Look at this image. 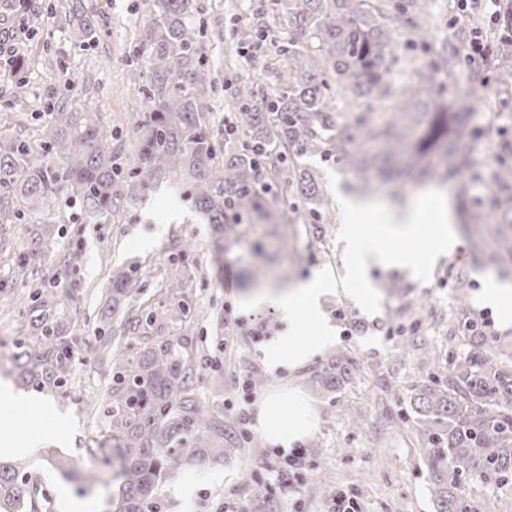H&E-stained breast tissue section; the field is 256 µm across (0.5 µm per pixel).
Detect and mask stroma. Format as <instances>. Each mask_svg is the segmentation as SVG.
<instances>
[{
  "mask_svg": "<svg viewBox=\"0 0 512 512\" xmlns=\"http://www.w3.org/2000/svg\"><path fill=\"white\" fill-rule=\"evenodd\" d=\"M58 2L32 0L30 12L21 16L16 14L13 0H0V133L38 138L44 103L66 96L65 84L71 81L80 89L94 88L97 105L111 122L116 139L127 155H134L129 115L143 111L147 101L127 99L121 84L152 24L150 0H96L100 35L84 47L74 46L70 40L67 21L55 10ZM257 8V0H196L193 22L206 31L203 51L215 77V122H222L228 113L236 82L272 78L274 46L264 43L261 57L255 59L242 51L234 38L235 30L247 23ZM473 13L487 29L495 27L500 17L491 0H432L434 46L455 43L465 57L449 81L458 96L471 88V64L466 60L469 44L460 40L459 31ZM219 31L224 34L220 41L214 38ZM60 59L66 64L62 71L56 67ZM20 77L27 92L21 103L13 98ZM482 90L474 107L479 114L477 126L494 124L501 137L512 139V91L492 79ZM304 163L316 172L325 190L315 209L297 198L293 189L282 192L287 200L289 248L302 256L291 266L289 278L299 282L321 270L334 279L335 290L325 298L322 309L336 327V342L291 378L267 372L260 346L250 337L254 329L268 336L281 329L276 308L244 313L238 305L245 290L241 275L257 261L252 242H262L266 250L273 251L279 246L278 239L258 228L250 233L248 242L232 246L224 257L223 270H216L210 263L212 229L195 210L185 188L147 180L135 204L104 222L93 221L73 203L63 210L64 223L47 225L58 260L38 263L37 276L59 278L65 288L71 281L79 283L75 295L61 301L75 345L73 377L61 391H36L12 370L16 343L27 332L17 309L23 288L11 277L13 254H0V381H10L18 393H38L55 410L54 417L42 418L0 399V431L38 435L37 447L26 458L29 472L38 482V512H66L64 501L68 498L86 500L96 512H105L111 489L99 484L92 493L81 492L89 473L102 469L100 461L88 454L89 444L110 435L107 395L112 376L108 366L88 353L98 334L101 290L108 287L113 271L133 268L144 286L140 297L143 309L155 307L164 297L169 243L178 236L197 246L189 304L191 310L206 312L205 318L194 324L191 348L195 356L220 366L216 372L202 369L196 387L202 402L223 408L225 420L237 424L240 440L228 450L223 463L180 474V481L195 484L190 504L176 496V482L164 483L161 512H229L241 501L248 502L253 512H332L333 502L326 495L330 489L354 494L359 512H433L421 456L422 437L407 417L408 390L418 377L446 361L449 347L465 353L458 291L467 294V312L486 315L502 339H512V325L501 319L496 308L478 300L487 277L502 273L512 282V266L501 271L486 265L474 254L470 238L460 233L455 250L439 258L427 278H419L407 267H372L367 281L373 300L362 304L351 292L340 242L348 222L340 195L356 184L357 177L334 160L311 156ZM317 215L330 219L322 248L313 241ZM76 246L83 251V262L74 274L63 269L60 258ZM392 282L410 289L412 296L426 299L425 308L408 310L403 298L387 296L384 288ZM397 309L402 312L398 318L393 315ZM341 352L357 362L358 376L337 391L313 386L312 375ZM290 381L307 397L317 428L303 442L309 450L307 480L286 498L271 488L273 447L259 431L256 417L262 396ZM350 406L364 417L361 429L348 424L344 410ZM55 453L70 459L69 475L55 470L51 462ZM214 472L221 474V481H210ZM257 483L267 485L265 497L254 496Z\"/></svg>",
  "mask_w": 512,
  "mask_h": 512,
  "instance_id": "stroma-1",
  "label": "stroma"
}]
</instances>
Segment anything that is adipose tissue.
<instances>
[{
    "instance_id": "adipose-tissue-1",
    "label": "adipose tissue",
    "mask_w": 512,
    "mask_h": 512,
    "mask_svg": "<svg viewBox=\"0 0 512 512\" xmlns=\"http://www.w3.org/2000/svg\"><path fill=\"white\" fill-rule=\"evenodd\" d=\"M341 203L347 216L363 212L373 215L378 222L376 232L368 235L359 234L355 226H346L341 238L347 259L346 270L351 280L359 284L354 294L360 302L370 300L369 290L362 288L360 282L372 267L409 266L423 275L432 263L451 252L457 244L449 225V215H442L428 252L421 256L406 249L404 243L419 233L422 207L396 210L373 201L347 197L342 198ZM331 290L329 276L317 271L293 286L262 288L242 299L241 307L246 311L269 303L279 311L283 327L261 347V358L270 373L296 372L335 344L336 328L322 310V300ZM301 314L306 315L313 326L311 333L303 338L297 332V317ZM258 409L257 422L262 435L269 443L282 448L292 447L315 429V416L295 387H283L265 395L259 401Z\"/></svg>"
}]
</instances>
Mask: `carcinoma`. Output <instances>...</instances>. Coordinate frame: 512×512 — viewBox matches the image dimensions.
Returning <instances> with one entry per match:
<instances>
[{
  "mask_svg": "<svg viewBox=\"0 0 512 512\" xmlns=\"http://www.w3.org/2000/svg\"><path fill=\"white\" fill-rule=\"evenodd\" d=\"M94 0H68L65 17L74 44L83 46L98 31ZM154 21L144 51L130 64V84L147 96L151 107L136 113L137 167L154 181L182 180L192 186L196 206L214 225L217 238L212 263L224 265V252L238 245L256 224H278L284 185L305 201L323 197L324 188L303 158L336 159L354 172L362 194L379 182L401 186L456 179L459 206L468 223L483 227L476 251L492 263L512 255V140L499 145L495 167L485 179V195L469 199L467 184L478 177L470 153L462 146L468 113L445 98L439 79L461 65L458 48L446 44L436 59L414 71L416 80L399 89L390 75L408 58L394 45L393 27L405 29L413 45H429V0H268L267 14H280L287 31L277 46L288 76L264 89L242 81L233 98L231 124L211 120L213 78L203 60L204 30L191 23L194 0H152ZM265 14V15H267ZM265 15L238 29L240 43L264 34ZM487 39L491 52L470 71L473 84L487 73L512 82V12L501 28L484 33L473 25L460 38ZM337 95L362 111H333ZM394 102V112L378 122L374 105ZM34 145L23 133L0 136V225L25 217L51 223L54 211L75 202L103 221L132 204L141 182L129 169L112 128L85 98L49 103ZM17 253L14 277L30 288L20 314L30 328L13 355L20 378L44 390L63 388L74 357L72 327L56 312V282L29 280V263L48 256L50 243L38 224L23 243L13 246L0 236V250ZM170 260L175 274L166 288L172 311L186 336L193 319L186 302L189 260L196 245L178 238ZM141 281L135 270L115 275L101 316L94 354L110 365L112 438L88 448L111 468L118 488L109 512H160L159 488L175 473L224 461V438L233 426L224 414L198 399L194 355L159 338L169 310L138 315ZM123 312V317L112 318ZM468 352L437 366L410 388L409 407L424 435L423 455L436 512H485L470 487L482 482L512 489V360L504 345L488 337L482 323L464 321ZM140 334L145 345L134 354L114 348V334ZM358 375L345 353L336 355L319 376L321 385L337 389ZM34 486L24 463L0 456V512H29Z\"/></svg>",
  "mask_w": 512,
  "mask_h": 512,
  "instance_id": "cac0c4a2",
  "label": "carcinoma"
}]
</instances>
